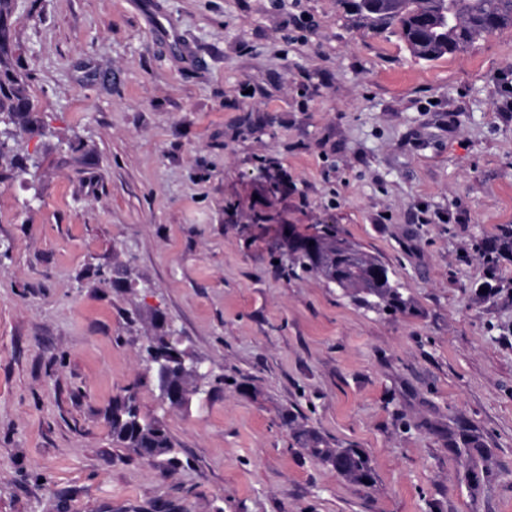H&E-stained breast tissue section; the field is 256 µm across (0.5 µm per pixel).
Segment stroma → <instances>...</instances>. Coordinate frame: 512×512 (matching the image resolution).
Instances as JSON below:
<instances>
[{
	"label": "stroma",
	"instance_id": "1",
	"mask_svg": "<svg viewBox=\"0 0 512 512\" xmlns=\"http://www.w3.org/2000/svg\"><path fill=\"white\" fill-rule=\"evenodd\" d=\"M12 22L40 168L0 179V512H512V259L480 290L512 225V27L426 62L340 0H14ZM288 224L336 225L412 310L285 276ZM157 316L212 370L182 408L146 368ZM129 391L177 463L113 443ZM295 434L313 458L338 470L344 478L362 484L371 479L369 459L362 449L335 448L320 432L303 425H296Z\"/></svg>",
	"mask_w": 512,
	"mask_h": 512
}]
</instances>
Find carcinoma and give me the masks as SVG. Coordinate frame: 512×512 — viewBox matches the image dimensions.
Masks as SVG:
<instances>
[{"label": "carcinoma", "mask_w": 512, "mask_h": 512, "mask_svg": "<svg viewBox=\"0 0 512 512\" xmlns=\"http://www.w3.org/2000/svg\"><path fill=\"white\" fill-rule=\"evenodd\" d=\"M346 13L362 35L394 29L405 41L410 53L424 61H435L447 54L463 52L486 35L512 27V0H342ZM13 0H0V116L26 129L27 116L33 110L28 94L29 75L14 57L12 26ZM8 164L18 176L29 174L30 164L0 150V167ZM288 242L291 264L305 274L319 276L338 288L355 303L376 312H404L411 301L404 297L392 275L381 278L378 267H386L344 238L334 224H322L312 234H301L294 227L281 228ZM512 252V228L502 230L496 249L485 251L487 263L496 265L495 251ZM107 419L112 441L135 454L154 448L159 456L174 448L164 421L141 414L132 395L112 403ZM285 425L295 426L298 442L317 461L326 464L344 478L366 483L371 479L369 459L360 448H337L320 432L295 425L289 413L281 414Z\"/></svg>", "instance_id": "cac0c4a2"}]
</instances>
